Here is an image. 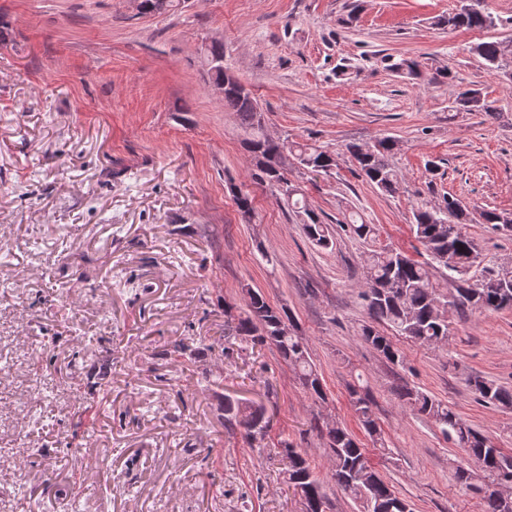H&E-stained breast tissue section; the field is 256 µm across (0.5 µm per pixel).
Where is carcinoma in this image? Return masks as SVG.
<instances>
[{
    "mask_svg": "<svg viewBox=\"0 0 512 512\" xmlns=\"http://www.w3.org/2000/svg\"><path fill=\"white\" fill-rule=\"evenodd\" d=\"M511 23L488 11L486 0H459V6L441 16L435 25L451 30H482ZM469 52L478 58L490 72L507 77L511 72L512 49L500 40L481 41L470 46ZM224 109L236 114L248 134L247 150L258 160L251 172L254 181L273 191L288 186L283 193L289 209L299 217L308 240L327 249L333 245L331 225L324 223L311 209L300 192L288 184L283 154L298 160L300 167L311 172H328L336 166L334 154L321 146L299 143L287 138L271 139L264 134L262 110L250 90L231 87L224 90ZM454 112L497 111L482 92L467 88L456 97ZM398 143L389 136L375 140L366 148L358 144L346 146L354 159L358 175L384 194L396 190L399 174L391 164ZM444 205L422 204L414 213L411 229L423 247L427 261H417L404 252L387 246L373 251L367 259L364 284L360 297L369 317L392 327L400 336L424 344L448 341V317L439 310L436 301L451 298L454 309L497 312L512 308V285L503 287L500 272L483 268L480 275L462 279V271L479 267L480 250L468 232L471 222L468 207L453 195L443 198ZM506 213L496 209L483 210L479 219L494 230L512 232V225L502 224ZM441 269L448 279V292L442 293L433 281L429 267ZM243 308L228 326L227 335L251 347L274 346L283 361L292 368L305 391L315 401H325L327 392L322 375L313 363L307 339L299 333L288 309L270 304L263 293L248 289L243 293ZM362 340L372 346L393 365L404 363L402 351L391 339L373 325L361 328ZM468 387L476 398L490 405L512 409V388L481 375L468 378ZM397 395L410 410L429 418L443 437L462 452L457 461L455 476L459 490L479 499L481 512H512V504L503 493L512 490V456L505 454L488 436L476 431L451 406L432 395L406 384L398 387ZM350 401L361 428L379 447H385L383 430L374 409L369 390L361 385L350 389ZM271 428L270 417L263 406L224 397V429L243 430L253 440L264 438ZM311 429L325 439L330 476L336 486L358 504L360 512H412L410 502L402 497L371 465L367 450L356 436L343 425L320 426L311 423ZM279 453L288 459L284 482L293 492L303 488V512H328L330 501L310 461L301 449L287 440L278 441ZM476 462L479 470L470 467Z\"/></svg>",
    "mask_w": 512,
    "mask_h": 512,
    "instance_id": "carcinoma-1",
    "label": "carcinoma"
}]
</instances>
